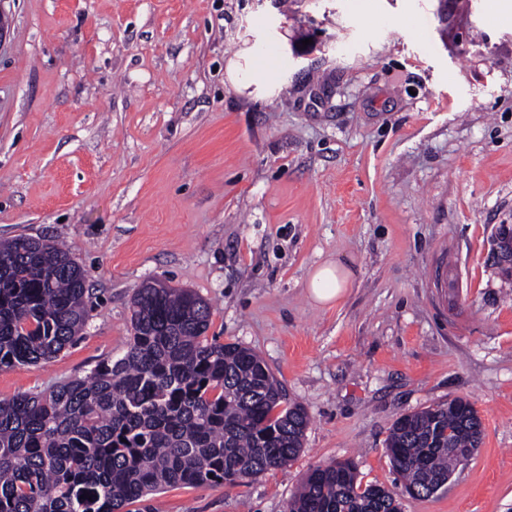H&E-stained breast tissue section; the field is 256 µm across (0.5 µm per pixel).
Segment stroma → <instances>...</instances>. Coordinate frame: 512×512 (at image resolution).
I'll return each instance as SVG.
<instances>
[{
  "label": "stroma",
  "instance_id": "obj_1",
  "mask_svg": "<svg viewBox=\"0 0 512 512\" xmlns=\"http://www.w3.org/2000/svg\"><path fill=\"white\" fill-rule=\"evenodd\" d=\"M512 14L493 0H0V239L64 245L92 292L56 358L0 400L121 358L149 279L210 303L310 423L299 456L174 486L157 512H288L352 460L401 512H512ZM338 260L343 297L314 301ZM461 397L479 448L403 493L394 421ZM497 257L499 262L512 267V228L509 224H501L496 229ZM350 277L351 272L339 261H325L310 275L308 281L310 294L317 302H334L347 288Z\"/></svg>",
  "mask_w": 512,
  "mask_h": 512
}]
</instances>
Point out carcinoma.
Masks as SVG:
<instances>
[{"label":"carcinoma","instance_id":"carcinoma-1","mask_svg":"<svg viewBox=\"0 0 512 512\" xmlns=\"http://www.w3.org/2000/svg\"><path fill=\"white\" fill-rule=\"evenodd\" d=\"M88 299L68 250L27 235L0 242V368L57 357L80 338ZM210 320L195 292L142 285L122 358L0 400V512H122L170 486L234 484L293 461L306 409L252 349L209 342ZM481 439L474 405L455 398L400 417L386 449L403 491L424 498L448 483L456 449ZM289 512L400 510L346 459L312 469Z\"/></svg>","mask_w":512,"mask_h":512}]
</instances>
